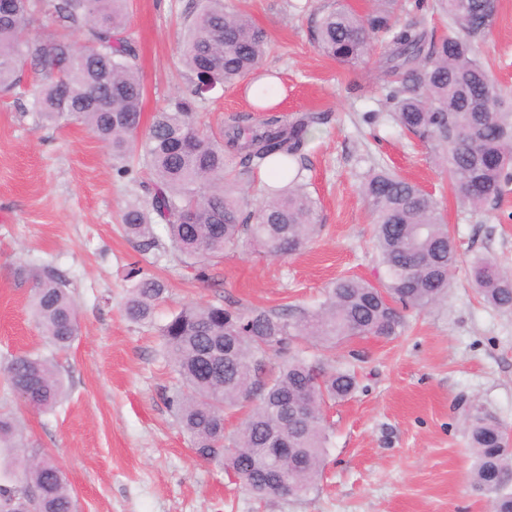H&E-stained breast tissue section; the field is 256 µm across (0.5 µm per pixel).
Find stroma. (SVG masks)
<instances>
[{"label":"stroma","instance_id":"35a3bbf8","mask_svg":"<svg viewBox=\"0 0 512 512\" xmlns=\"http://www.w3.org/2000/svg\"><path fill=\"white\" fill-rule=\"evenodd\" d=\"M198 0H130V31L152 116L185 92L180 57L189 7ZM337 0H224L262 28V68L275 76L282 115L321 112L300 181L316 200L318 235L300 252L273 258L245 247L212 260L199 278L193 260L139 255L121 217L148 196L142 167L117 176L85 127L40 126L31 77L0 94V361L17 354L54 360L68 396L51 412L17 405L0 373V412L14 414L31 443L71 484L78 512H489L469 480L464 430L478 403L512 429V313L486 305L470 278L474 256L512 269V192L484 214L456 199L433 152L402 133L384 107L382 53L357 65L321 54L314 30ZM480 55L512 98V0H499ZM199 112L213 127L251 113L242 86L204 93ZM390 166L445 205L458 263L448 297L410 312L402 335L369 337L326 351L330 364L364 362L358 391L327 411L331 442L317 487L303 498L255 502L223 464L199 459L165 396L178 384L158 326L187 304L310 308L342 276L377 279L371 217L361 195L368 171ZM163 280L149 323L124 314L130 263ZM59 273L79 310V334L55 353L30 309L31 276Z\"/></svg>","mask_w":512,"mask_h":512}]
</instances>
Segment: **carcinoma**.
<instances>
[{"label":"carcinoma","instance_id":"1","mask_svg":"<svg viewBox=\"0 0 512 512\" xmlns=\"http://www.w3.org/2000/svg\"><path fill=\"white\" fill-rule=\"evenodd\" d=\"M374 2L363 15L347 5L324 13L315 29L317 49L356 65L374 51L375 38L388 36L383 101L393 119L432 148L464 206L487 212L512 183V103L477 49L492 30L498 0H437L448 17V33L440 36L423 22L398 25V0ZM43 16L57 27L48 39L32 35ZM128 24V0H0V93L11 91L28 69L41 123L86 127L111 151L120 177L129 174L132 159L143 162L152 178L149 197L122 217L138 251L165 248L156 233L161 225L174 250L200 263L204 279L205 262L249 242L274 258L304 248L317 231L316 202L294 169L309 130L324 115L267 114L247 127L233 119L216 132L199 119L195 86L154 113L141 136L145 88ZM74 34L82 41L72 40ZM266 46V33L246 13L224 10V0H204L185 32L183 63L198 81L236 85L258 74ZM226 142L234 152L224 150ZM261 167L284 185L268 187L250 224L243 216L250 202L244 175ZM362 195L382 281L339 278L316 307L286 313L231 303L184 305L159 327L163 352L181 377L167 404L192 449L239 473L242 487L259 503L285 489L299 498L316 488L330 442L324 408L353 395L360 384L355 369L331 367L298 342L334 348L357 338L399 336L405 311L429 308L448 295L458 257L442 204L385 168L368 175ZM470 276L490 306L512 311L511 270L482 255L474 257ZM130 277L135 282L125 315L149 321L166 285L136 262ZM32 291L44 336L56 350L69 349L79 320L62 279L44 272L33 279ZM3 371L11 393L27 408L48 411L67 396L49 359L14 355ZM303 400L307 413L294 421L288 410ZM244 407L246 418L226 434V415ZM468 416L472 486L488 498L491 512H512L507 428L478 404ZM279 437L288 438L290 454L276 460L266 449ZM0 448L11 455L0 482V512H76L60 465L3 413Z\"/></svg>","mask_w":512,"mask_h":512}]
</instances>
